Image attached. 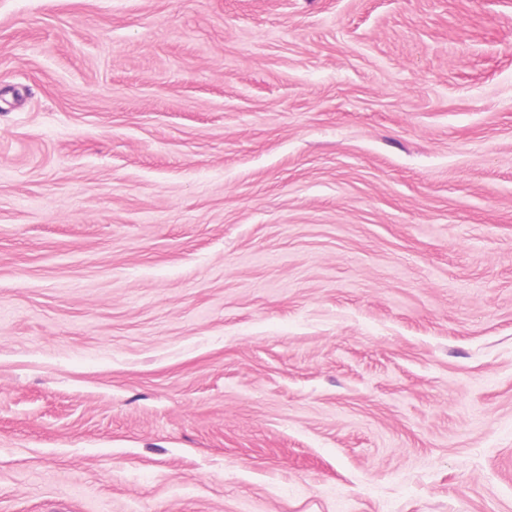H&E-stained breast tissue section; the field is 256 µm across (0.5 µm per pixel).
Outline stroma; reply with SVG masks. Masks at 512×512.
<instances>
[{
    "label": "stroma",
    "instance_id": "stroma-1",
    "mask_svg": "<svg viewBox=\"0 0 512 512\" xmlns=\"http://www.w3.org/2000/svg\"><path fill=\"white\" fill-rule=\"evenodd\" d=\"M0 512H512V0H0Z\"/></svg>",
    "mask_w": 512,
    "mask_h": 512
}]
</instances>
